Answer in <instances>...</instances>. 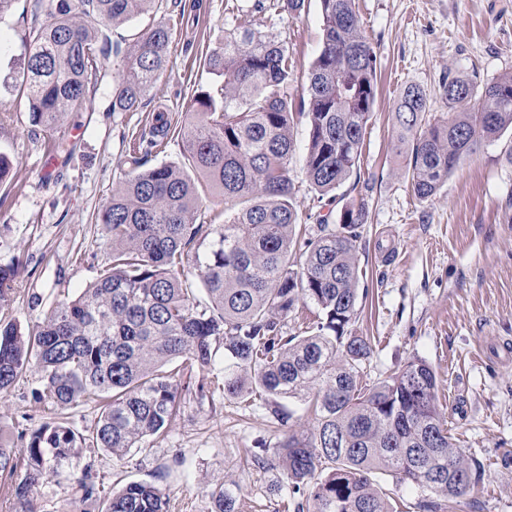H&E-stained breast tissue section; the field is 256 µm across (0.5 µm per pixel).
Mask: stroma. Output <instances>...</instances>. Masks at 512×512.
<instances>
[{"instance_id": "obj_1", "label": "stroma", "mask_w": 512, "mask_h": 512, "mask_svg": "<svg viewBox=\"0 0 512 512\" xmlns=\"http://www.w3.org/2000/svg\"><path fill=\"white\" fill-rule=\"evenodd\" d=\"M225 0H159L170 21L168 66L137 111L112 109L111 62H104L92 102L52 129L33 126L25 99H0V153L14 158L0 182V264L18 266V291L0 317L21 328L41 321L105 268L112 243L97 214L126 173L129 144L147 133L164 109L181 122L191 99L220 85L206 62L224 40ZM377 54L378 87L359 166L318 203L303 167L305 121L294 123L299 148L291 177L302 214L332 213L364 204L359 244L362 277L358 315L351 325L368 337L372 354L363 381L372 385L411 359L439 376V402L457 445L485 468L477 495L451 512H512V132L478 143L432 199L419 200L393 152L400 91L416 84L429 95V113L445 105L440 84L448 73L486 81L512 68V0H356ZM255 27L287 40L300 93L322 37L320 0L300 14L254 15ZM36 374L0 395V434L15 451L23 436L62 417L79 429L94 426L88 402L64 409L37 401ZM282 432L263 398L190 394L168 430L117 460L85 448L69 474L47 473L30 512H101L102 501L126 483L165 488L174 512H208L205 487L236 482L240 512H285L287 497L275 473L250 464L254 449L278 447ZM91 466L99 497L82 500L78 479Z\"/></svg>"}]
</instances>
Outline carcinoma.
<instances>
[{"label": "carcinoma", "instance_id": "obj_1", "mask_svg": "<svg viewBox=\"0 0 512 512\" xmlns=\"http://www.w3.org/2000/svg\"><path fill=\"white\" fill-rule=\"evenodd\" d=\"M155 2L47 0L44 7L36 0L0 97L21 94L31 122L54 128L85 107L103 55L115 65L112 111H136L166 71L171 28L160 17L128 44L112 40V31ZM304 4L226 0L224 43L206 53L223 82L192 98L180 162L147 166L151 148L172 132L165 112L156 113L149 139L133 142L130 174L97 217L112 242L106 269L34 327L0 323V392L34 370L40 400L104 401L86 434L45 423L29 434L20 456L0 442V475L25 469L9 487L19 512H28L24 506L47 467L62 474L87 444L121 459L164 433L190 390L184 372L212 371L220 351L224 380L204 377L197 390L214 386L229 398L259 390L312 410L311 425L296 430L293 413L274 404L270 413L285 428L284 439L274 458L264 448L252 457L303 496L294 512H393L379 474L414 485L423 512H441L439 498L468 495L481 480L482 463L445 427L438 377L426 361L410 360L370 388L361 384L371 345L349 325L360 288L364 206L342 209L337 222L318 216L316 233L298 243L294 114L309 127L307 180L333 203L359 166L377 90V56L355 0H320L322 44L300 97L307 107L296 108L288 96V42L257 31L252 10L299 13ZM441 95L448 111L425 126L427 94L420 87H404L395 108V149L405 154V174L420 200L434 197L477 143L512 130V70L483 83L450 73ZM218 197L222 223H197L204 203ZM190 275L207 304L196 300ZM17 276L15 267L0 265V304L16 293ZM301 302L315 305L316 321L308 334L290 336L288 316ZM79 490L86 499L97 494L89 467ZM204 492L210 512H238V484ZM102 512H170L169 497L158 485L130 482Z\"/></svg>", "mask_w": 512, "mask_h": 512}]
</instances>
